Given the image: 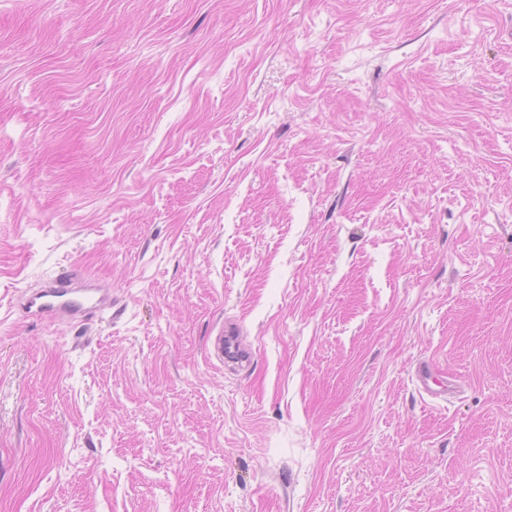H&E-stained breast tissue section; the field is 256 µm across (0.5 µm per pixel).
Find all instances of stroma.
<instances>
[{"label": "stroma", "mask_w": 512, "mask_h": 512, "mask_svg": "<svg viewBox=\"0 0 512 512\" xmlns=\"http://www.w3.org/2000/svg\"><path fill=\"white\" fill-rule=\"evenodd\" d=\"M0 512H512V0H0ZM99 291V288H91L87 285L76 288L72 280L56 281L28 298L22 308L27 315L37 318L82 317L91 309L99 311L106 306L107 296L100 294Z\"/></svg>", "instance_id": "1"}]
</instances>
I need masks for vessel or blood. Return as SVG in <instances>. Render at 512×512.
<instances>
[{
	"label": "vessel or blood",
	"mask_w": 512,
	"mask_h": 512,
	"mask_svg": "<svg viewBox=\"0 0 512 512\" xmlns=\"http://www.w3.org/2000/svg\"><path fill=\"white\" fill-rule=\"evenodd\" d=\"M107 304L106 295L91 287L77 288L72 281L61 280L49 285L28 298L22 305L27 315L37 318L82 317L89 310L103 309Z\"/></svg>",
	"instance_id": "obj_1"
}]
</instances>
